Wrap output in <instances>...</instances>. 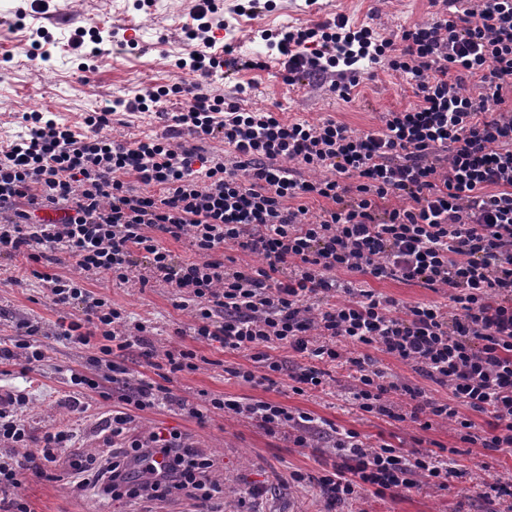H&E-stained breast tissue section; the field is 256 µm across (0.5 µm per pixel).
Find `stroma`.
Here are the masks:
<instances>
[{"label": "stroma", "mask_w": 512, "mask_h": 512, "mask_svg": "<svg viewBox=\"0 0 512 512\" xmlns=\"http://www.w3.org/2000/svg\"><path fill=\"white\" fill-rule=\"evenodd\" d=\"M194 0H153L138 8L137 0H51L53 19L32 12L29 0H0V142L9 143L23 132V116L33 111L50 112L62 122L83 127L89 112L103 100H126L146 86L167 85L185 79L177 67L186 53L181 28L189 22ZM236 0H224V41L236 57L261 61V68L240 71L234 81H216L211 93L246 110H273L291 122L319 124L331 118L351 130L364 132L380 128L383 113L409 107L415 100L405 77L383 65L367 68L348 98H341L329 86L289 85L277 53L261 37L263 31L285 26H310L338 15L355 24L370 25L382 37L399 36L404 28L428 20L434 9L430 0H273L272 10L250 17L237 14ZM25 11L24 28H15L18 11ZM137 26L136 47H120L124 28ZM98 27L103 41L101 52L91 58V71H81L82 60L72 54L67 42L79 27ZM46 29L38 59L16 52L18 44L29 43L32 33ZM29 261L22 256L0 257V344L11 346L14 328L21 322L39 324L40 343L47 359L43 365L22 369L0 364V391H21L28 395L25 422L33 436L54 429H68L74 439L65 449L54 479L26 476L21 488L31 512H140L131 501H113L89 486H79L68 461L77 455L112 451L108 421L117 405L89 391L74 395L69 385L72 371L98 374L92 361L93 349L77 347L56 339L54 330L61 320H80L82 310L56 307L41 281L32 277ZM86 287L125 311L131 322L150 326L157 351L171 347L192 349L202 356L199 370L171 375L167 386L173 401L133 414L130 432L146 436L153 432L181 433L187 444L201 449L213 462L212 476L226 491L217 499L215 512H505L512 497L501 495L487 503L478 495L480 486H512V452L491 450L465 443L453 425L436 421L429 428L407 417L413 403L391 394L397 415L390 418L360 411L351 401L355 385L352 370L345 366L326 368L323 387L298 393L290 370L303 365L300 355L288 348L278 349L288 372L276 385L264 389L233 377L232 367L252 365L250 352H227L193 336L190 310L178 308L172 288L157 283L141 289L138 283L113 285L105 274L84 277ZM371 288L404 306L415 302L450 303L448 290L432 291L397 280H370ZM386 376L416 384L426 396L447 399V388L420 375L409 364L388 354H372ZM80 406L70 409L69 396ZM214 397L241 402L262 399L313 416L322 433L314 435L308 447L295 444V430L284 427L268 433L257 423L220 410L206 421L190 417L180 400L194 403ZM352 429L370 441L421 450L456 449L458 474L447 487L424 484L383 497L363 493L349 502L329 505L317 479L337 459L333 428ZM258 487L262 496L249 499L248 489Z\"/></svg>", "instance_id": "1"}]
</instances>
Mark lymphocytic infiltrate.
Here are the masks:
<instances>
[{
	"label": "lymphocytic infiltrate",
	"instance_id": "obj_1",
	"mask_svg": "<svg viewBox=\"0 0 512 512\" xmlns=\"http://www.w3.org/2000/svg\"><path fill=\"white\" fill-rule=\"evenodd\" d=\"M190 18L182 27L190 53L177 66L191 82L105 104L85 117L82 133L52 113L26 114L24 132L0 149V254L48 262L61 250L81 270L78 278H39L54 305H77L85 315L61 323L57 337L95 345L123 405L112 433H126L131 411L169 401L170 392L129 382L114 362L132 345L151 347L150 330L128 326L121 309L94 297L86 273L108 274L120 286L135 278L144 287L174 288L181 308L192 311L195 339L252 351L254 367L235 372L244 383L273 384L284 370L271 354L277 347L311 360L294 376L311 389L322 386L324 365L345 361L356 373L352 399L362 412L388 414L389 394H400L414 402L412 420L445 421L468 442L512 449V0H443L397 39L342 15L275 31L269 46L289 84L327 81L345 97L367 63L410 77L415 103L362 133L330 118L311 125L225 105L209 91L213 77L232 79L256 62L225 59L217 0H196ZM470 78L478 79L479 94L467 92ZM171 96L185 105L161 113L167 134L133 142L105 134L118 109L147 112ZM214 139L232 148L233 162L205 153ZM305 198L326 201L316 219ZM160 232L190 238L196 259L175 260L158 242ZM226 246L257 255L260 266L215 259ZM344 272L445 288L454 308L418 302L399 309L341 280ZM15 333L13 347L0 349V364H42L38 327L22 322ZM346 343L359 356H345ZM375 350L448 387L449 398L425 400L418 388L388 379L373 366ZM25 403L21 392L0 403V512H30L20 492L27 471L47 476L72 441L65 430L32 438L18 414ZM464 406L488 414L489 431H476L460 413ZM213 409L270 431L295 428L300 445L317 430L311 415L277 402L213 398L187 407L201 421ZM335 446L340 461L320 478L335 501L423 482L443 487L455 472L433 454L373 445L348 430ZM157 457L164 460L159 469ZM71 466L95 469L102 495L115 500L181 497L203 512L222 491L209 475L210 459L181 447L174 433L133 440L121 457L79 456Z\"/></svg>",
	"mask_w": 512,
	"mask_h": 512
}]
</instances>
